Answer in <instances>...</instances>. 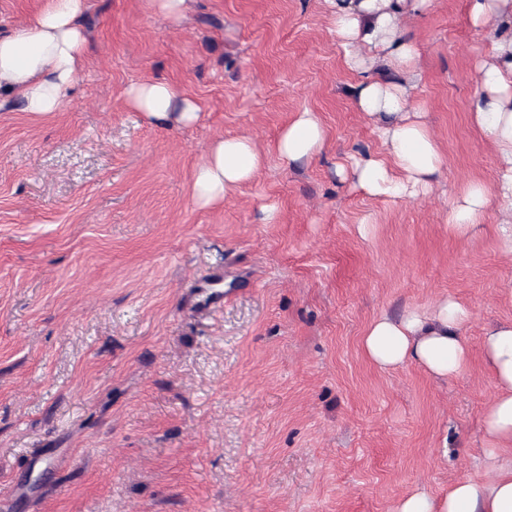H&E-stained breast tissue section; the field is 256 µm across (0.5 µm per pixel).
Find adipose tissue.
<instances>
[{
  "label": "adipose tissue",
  "mask_w": 512,
  "mask_h": 512,
  "mask_svg": "<svg viewBox=\"0 0 512 512\" xmlns=\"http://www.w3.org/2000/svg\"><path fill=\"white\" fill-rule=\"evenodd\" d=\"M326 3L347 67L362 72L379 65L387 73L383 79L359 82L354 90L358 110L373 124L385 149L355 160L351 167H338V175L371 197L426 195L445 160L424 112L413 104L417 50L402 19L424 9L428 0ZM86 7V0H43L24 26L0 34V97L16 100L36 117L64 107L82 73L86 37L77 20ZM487 54L488 62L478 68L480 90L471 113L493 144L501 169L494 187L472 182L453 196L448 227L462 237L479 230L491 199L512 205V39L492 40ZM126 97L132 110L157 122L188 126L198 119L197 103L164 81L131 85ZM325 142L315 113L303 111L282 129L272 150L286 163H301L320 153ZM263 163L250 137L214 141L195 174L196 203L207 207L223 202L254 178ZM470 319V309L448 297L430 309L379 316L366 329L362 348L380 369L413 364L445 380L470 365L464 336ZM482 348L494 387L481 421L489 478L460 479L441 496L417 489L397 503L395 512H512V465L502 462L503 453L512 448V321L488 327Z\"/></svg>",
  "instance_id": "obj_1"
}]
</instances>
